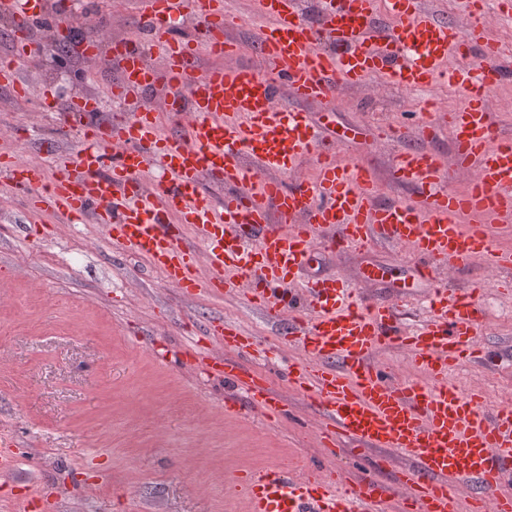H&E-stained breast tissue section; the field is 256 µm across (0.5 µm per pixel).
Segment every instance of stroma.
<instances>
[{"mask_svg": "<svg viewBox=\"0 0 512 512\" xmlns=\"http://www.w3.org/2000/svg\"><path fill=\"white\" fill-rule=\"evenodd\" d=\"M65 7L75 17L92 10L94 24L77 26L83 40L136 29L138 0H104L99 8L67 0ZM224 10L235 20L226 31L231 38L252 42L266 24L256 0H224ZM19 75L47 87L54 109L0 90V153L39 157L51 170L72 161L80 123L66 105L78 93L97 98L99 119L118 118L110 97L117 67L85 61L77 45L20 61ZM486 97L494 135L512 140V79ZM434 98L442 109L431 116L424 105ZM462 104L445 83L410 90L374 77L297 109L326 137L340 138L343 159L367 163L380 200L389 202L412 194L391 178L396 155L420 146L447 161L448 118ZM372 269L381 273L374 284L365 279ZM329 276L355 296L405 299L400 323L407 331L426 318L433 283L451 290L484 283L478 343L490 356L449 379L512 401V291L502 287L511 274L473 257L430 282L415 275L402 248L377 241L361 250H316L299 279ZM218 317L268 348L258 369L288 398L280 421H264L243 392L180 357L193 345L219 354L205 337ZM287 346V324L269 323L243 292L184 297L142 257L111 244L93 217L71 224L31 211L0 177V431L15 455L13 468L0 473L5 493L39 492L42 512H246L226 491V477L236 472L315 465L353 486L369 473L389 482V472H369L367 458L320 447L319 411L288 389Z\"/></svg>", "mask_w": 512, "mask_h": 512, "instance_id": "stroma-1", "label": "stroma"}]
</instances>
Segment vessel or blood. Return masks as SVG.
<instances>
[{
	"label": "vessel or blood",
	"mask_w": 512,
	"mask_h": 512,
	"mask_svg": "<svg viewBox=\"0 0 512 512\" xmlns=\"http://www.w3.org/2000/svg\"><path fill=\"white\" fill-rule=\"evenodd\" d=\"M258 5L269 23L255 38L257 52L278 67L277 78L235 65L243 46L224 34V0H139L138 37L104 46L86 41L81 53L117 64L114 100L127 103L160 87V109L100 123L91 118L96 99L77 94L68 106L80 118L74 166L50 173L41 159L21 164L1 153L0 173L34 210L71 222L93 214L113 244L146 259L182 295H220L232 291L233 275L248 277L249 303L289 323L288 342L300 355L288 366V384L320 410L324 447L345 440L398 465L392 488L367 479L355 491L330 472L241 473L230 484L247 512H370L386 495L400 500L402 512H512V408L489 410L482 390L463 393L448 380L482 355L483 284L454 297L434 289L431 318L407 334L395 325L394 304L352 297L336 278L308 289L304 314L294 290L317 246L363 248L376 238L406 247L427 280L473 256L492 269L512 267V254L494 248L487 222L512 215V145L494 140L484 98L486 87L512 76V57L488 45L482 22L457 26L421 0H327L315 23L298 0ZM0 13L14 19L16 33L13 60L0 63V84L24 99L34 90L17 62L30 56L26 33L32 21L50 16L47 3L0 0ZM176 15L198 21L196 38L174 35ZM153 49L156 65L148 60ZM204 52L232 64L192 75ZM372 77L406 88L445 79L465 100L448 123V163L415 148L396 156L393 179L414 190L397 202L377 203L378 186L364 163L321 146L304 113L275 104L282 91L304 102ZM165 118L173 131H162ZM312 147L316 182L284 184L283 174ZM151 164L161 177L149 186L140 175ZM448 164L468 175L467 191L446 190ZM205 175L228 185L222 205L204 191ZM188 224L199 229L198 243H185ZM206 333L237 358L205 355L200 370L244 391L265 420L284 416L285 397L238 360L255 350L256 337L221 318ZM379 350L404 353L419 379L390 382L372 360Z\"/></svg>",
	"instance_id": "vessel-or-blood-1"
}]
</instances>
